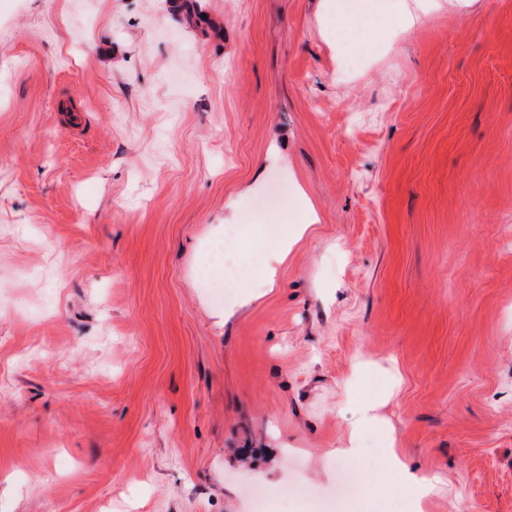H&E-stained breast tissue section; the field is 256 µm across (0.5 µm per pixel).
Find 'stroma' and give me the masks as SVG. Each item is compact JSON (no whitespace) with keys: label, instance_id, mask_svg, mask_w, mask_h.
<instances>
[{"label":"stroma","instance_id":"1","mask_svg":"<svg viewBox=\"0 0 512 512\" xmlns=\"http://www.w3.org/2000/svg\"><path fill=\"white\" fill-rule=\"evenodd\" d=\"M324 4L0 0V512H512V0ZM372 0L371 14L361 12L362 4L336 0L328 4V10L335 19L336 51L363 53L388 46L409 26L435 7L438 3L414 0ZM373 399H367L359 407L358 417L353 423L347 439L338 450L342 461L352 462L359 457L361 440L367 432H378L385 440H388L386 431L379 427L377 416L374 413ZM387 479L404 485L416 502V508L419 510L416 512H423V504L433 494V487L430 482L418 478L407 464L396 456L392 457Z\"/></svg>","mask_w":512,"mask_h":512}]
</instances>
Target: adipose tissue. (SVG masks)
Masks as SVG:
<instances>
[{"label":"adipose tissue","instance_id":"adipose-tissue-1","mask_svg":"<svg viewBox=\"0 0 512 512\" xmlns=\"http://www.w3.org/2000/svg\"><path fill=\"white\" fill-rule=\"evenodd\" d=\"M430 0H372L363 13L354 0H331L328 10L336 25V48L363 53L378 50L431 10Z\"/></svg>","mask_w":512,"mask_h":512}]
</instances>
